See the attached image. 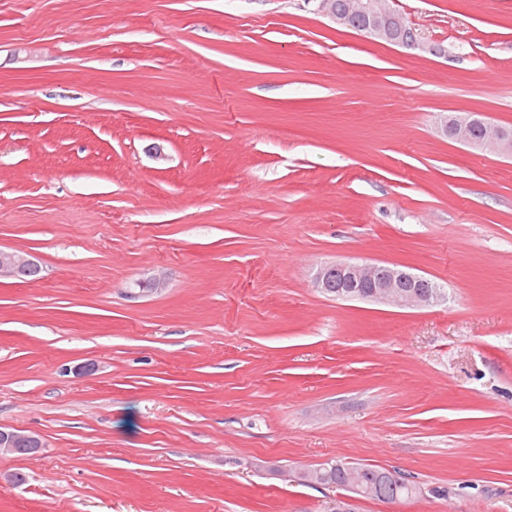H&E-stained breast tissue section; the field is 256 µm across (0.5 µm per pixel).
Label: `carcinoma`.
<instances>
[{"instance_id":"carcinoma-1","label":"carcinoma","mask_w":512,"mask_h":512,"mask_svg":"<svg viewBox=\"0 0 512 512\" xmlns=\"http://www.w3.org/2000/svg\"><path fill=\"white\" fill-rule=\"evenodd\" d=\"M299 480L313 486L336 484L346 488L353 498H372L387 503L409 500L421 493V488L399 471L353 465L341 460L311 468Z\"/></svg>"}]
</instances>
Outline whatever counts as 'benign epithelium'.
I'll use <instances>...</instances> for the list:
<instances>
[{"instance_id": "obj_1", "label": "benign epithelium", "mask_w": 512, "mask_h": 512, "mask_svg": "<svg viewBox=\"0 0 512 512\" xmlns=\"http://www.w3.org/2000/svg\"><path fill=\"white\" fill-rule=\"evenodd\" d=\"M318 11L339 24L361 21L359 32L380 44L416 49L423 46L420 35L385 0H345L344 10H336L334 0H318ZM442 133L451 140L475 149H495L512 156V140L502 136L498 125L479 113L454 115L444 120ZM41 271L31 258L16 251L0 250V277L27 278ZM315 285L323 293L336 291L349 299L372 300L399 307H425L442 299L439 285L418 274H407L386 263H332L320 268ZM43 448L41 438L19 429H0V457L23 453L33 460Z\"/></svg>"}]
</instances>
